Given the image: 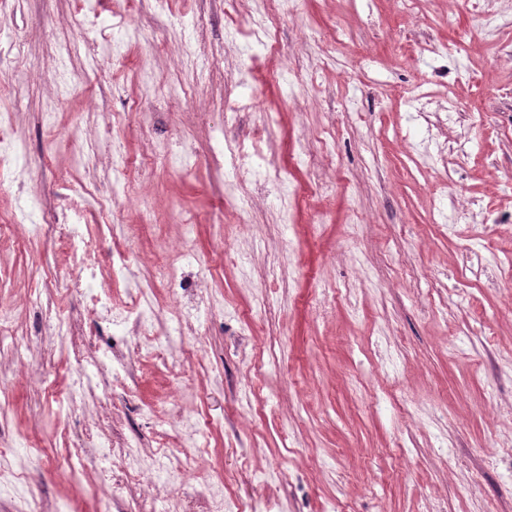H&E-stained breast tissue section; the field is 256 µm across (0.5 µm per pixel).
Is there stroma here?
I'll list each match as a JSON object with an SVG mask.
<instances>
[{
    "label": "stroma",
    "instance_id": "1",
    "mask_svg": "<svg viewBox=\"0 0 512 512\" xmlns=\"http://www.w3.org/2000/svg\"><path fill=\"white\" fill-rule=\"evenodd\" d=\"M95 8L99 37L80 0H0V113L27 168L0 185V224L30 198L52 210L70 181L100 259L174 263L189 216L216 316L168 365H138L132 390L89 364L93 395L59 404L72 345L93 355L109 331L50 335L47 307L83 319L45 286L66 255L48 235L0 238V448L25 476L0 512H169L161 464L145 502L118 507V470L87 442L153 453L176 443L175 411L208 422L185 512L204 483L266 512H512V0H299L269 24L273 53L249 37L257 0ZM236 143L252 162L231 160ZM107 150L137 180L113 184ZM129 195L154 220L103 223L100 203ZM476 252L499 262L458 280ZM141 288L157 318L132 355L176 324L149 261L113 280V305Z\"/></svg>",
    "mask_w": 512,
    "mask_h": 512
}]
</instances>
